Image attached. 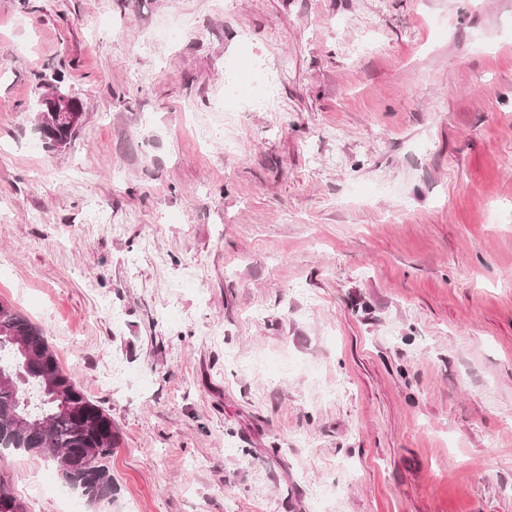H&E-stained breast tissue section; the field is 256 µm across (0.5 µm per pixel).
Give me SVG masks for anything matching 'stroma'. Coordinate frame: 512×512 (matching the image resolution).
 <instances>
[{
	"label": "stroma",
	"mask_w": 512,
	"mask_h": 512,
	"mask_svg": "<svg viewBox=\"0 0 512 512\" xmlns=\"http://www.w3.org/2000/svg\"><path fill=\"white\" fill-rule=\"evenodd\" d=\"M0 300L118 434L26 512H512V0H0ZM48 86H53L60 89V87H57V85L48 84ZM58 89H47L46 92L41 95L40 102L42 105V111L39 112L40 108L38 106V119L40 123H43L46 120H51L54 122L56 140L64 142L66 145H70L78 128H71L67 124H57L54 116L50 113L46 114V112H54L55 115L57 112L59 113V117L65 123L77 127L80 124L83 116V108L80 106H70L67 97L63 95ZM63 93L67 94L65 92Z\"/></svg>",
	"instance_id": "obj_1"
}]
</instances>
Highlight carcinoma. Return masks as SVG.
<instances>
[{"instance_id": "cac0c4a2", "label": "carcinoma", "mask_w": 512, "mask_h": 512, "mask_svg": "<svg viewBox=\"0 0 512 512\" xmlns=\"http://www.w3.org/2000/svg\"><path fill=\"white\" fill-rule=\"evenodd\" d=\"M20 372L15 390L0 389V444L43 457L60 478L89 500L112 491L103 460L116 447L112 418L63 369L45 330L0 301V369ZM21 502L0 479V512Z\"/></svg>"}]
</instances>
